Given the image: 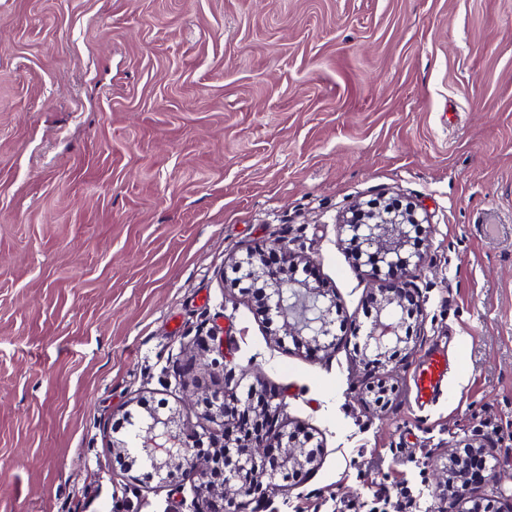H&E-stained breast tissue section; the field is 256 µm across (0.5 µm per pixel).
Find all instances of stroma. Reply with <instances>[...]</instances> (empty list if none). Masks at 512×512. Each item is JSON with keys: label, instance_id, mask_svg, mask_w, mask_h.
<instances>
[{"label": "stroma", "instance_id": "obj_1", "mask_svg": "<svg viewBox=\"0 0 512 512\" xmlns=\"http://www.w3.org/2000/svg\"><path fill=\"white\" fill-rule=\"evenodd\" d=\"M373 200L416 205L427 259L411 352L368 370L381 282L338 221ZM278 243L333 290L335 347L232 284ZM239 378L320 445L262 512H391L370 490L399 479L443 512L482 440L500 478L471 496L512 504V0H0V512H189L193 478L143 480L113 431L162 399L211 445L203 399ZM448 371V357L444 352H430L416 378L417 396L422 405L437 397Z\"/></svg>", "mask_w": 512, "mask_h": 512}]
</instances>
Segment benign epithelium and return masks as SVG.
Segmentation results:
<instances>
[{"label":"benign epithelium","instance_id":"1","mask_svg":"<svg viewBox=\"0 0 512 512\" xmlns=\"http://www.w3.org/2000/svg\"><path fill=\"white\" fill-rule=\"evenodd\" d=\"M421 226L416 209L406 212L393 206L358 208L339 224L340 233L358 245V258L374 263L378 274L393 280V287L381 288L372 294L375 317L363 336L355 343L354 357L363 364H381L407 351L412 336L403 330L420 327L424 315L422 300L416 289L409 287L413 272L425 263L423 252L405 255L413 230ZM297 264V256L286 246H279V261L270 263L252 252L234 261V269L245 278L264 284L260 291L261 309L266 318L282 321L283 335L317 351L336 345L333 332L336 298L308 280L288 276V269ZM250 397L258 398L264 407L265 432L247 440L233 442L224 414V392L214 391L207 398L205 419L215 425L224 439V447L237 453L227 465L198 469L201 452L193 444V429L182 420L179 411L163 417L154 409H145L138 420L131 421L125 438L112 440V448L133 465L159 476L175 479L183 473L198 474L194 485L196 508L193 512H246V505L258 502L275 492H287L289 473L312 466V437L299 428H279L278 444L269 441L268 430L285 407L273 393L258 391L249 385ZM472 470L458 466L452 481L455 500L462 501L472 490ZM235 488L241 501L228 499L224 490Z\"/></svg>","mask_w":512,"mask_h":512}]
</instances>
